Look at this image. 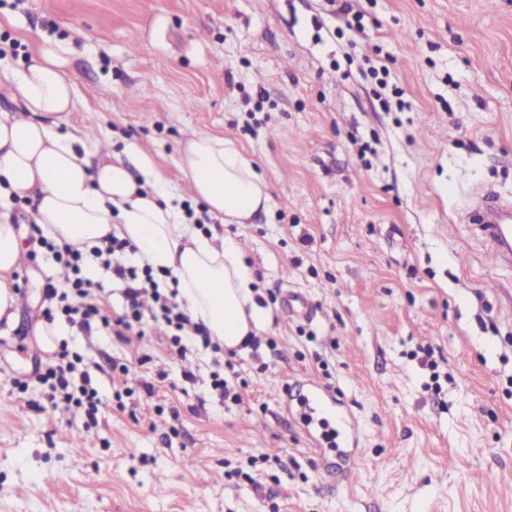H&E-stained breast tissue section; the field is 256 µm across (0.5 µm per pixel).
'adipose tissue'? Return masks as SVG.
<instances>
[{
    "label": "adipose tissue",
    "instance_id": "obj_1",
    "mask_svg": "<svg viewBox=\"0 0 512 512\" xmlns=\"http://www.w3.org/2000/svg\"><path fill=\"white\" fill-rule=\"evenodd\" d=\"M10 82L23 112L0 110V317L16 304L11 276L24 255L12 202L27 199L34 223L57 245L88 251L112 235L127 240L139 263L169 271V287L214 342L244 351L271 317L256 301L239 245L218 230L197 229L180 198L167 192L154 159L135 145L91 153L88 135L60 131L62 114L73 111L78 98L63 48L38 46ZM131 154L139 157L135 175L125 162ZM178 165L206 214L220 223L247 224L269 207L267 183L230 140L202 132L185 137Z\"/></svg>",
    "mask_w": 512,
    "mask_h": 512
}]
</instances>
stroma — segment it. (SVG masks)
<instances>
[{
    "instance_id": "obj_1",
    "label": "stroma",
    "mask_w": 512,
    "mask_h": 512,
    "mask_svg": "<svg viewBox=\"0 0 512 512\" xmlns=\"http://www.w3.org/2000/svg\"><path fill=\"white\" fill-rule=\"evenodd\" d=\"M44 42L78 82L63 124L135 143L195 221L182 137L253 160L270 207L224 234L272 323L258 349L187 337L182 357L150 321L64 325L102 403L45 410L43 287L70 283L14 201L0 512H512V266L472 209L512 201V0H0L1 71ZM231 371L237 402L212 387ZM310 381L357 419L346 477L288 412Z\"/></svg>"
}]
</instances>
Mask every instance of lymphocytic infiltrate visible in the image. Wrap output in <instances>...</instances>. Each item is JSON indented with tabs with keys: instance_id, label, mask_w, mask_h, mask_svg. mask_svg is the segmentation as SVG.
<instances>
[{
	"instance_id": "obj_1",
	"label": "lymphocytic infiltrate",
	"mask_w": 512,
	"mask_h": 512,
	"mask_svg": "<svg viewBox=\"0 0 512 512\" xmlns=\"http://www.w3.org/2000/svg\"><path fill=\"white\" fill-rule=\"evenodd\" d=\"M129 248L126 240L112 236L107 238L103 246L92 249L94 258L104 266L110 267L113 274L121 282L125 298V307L121 315L109 318L101 307L91 302L90 290L93 286L91 279L83 276L82 265L84 257L81 252L70 247L55 248L54 253L58 260L63 261L66 268L73 274L72 296L58 295L54 286H47L46 297L53 300L52 308L46 309V320H54L56 316H63L73 325L83 331L99 328L115 331L116 335H123L132 331L135 325L143 319V297H150L161 313V319L171 332L170 344L175 347L178 354H185L186 348L182 338L186 333H193L196 341L203 348H211L212 339L207 329L199 323L191 322L189 317L175 303L169 301L162 294L157 284L152 268L136 269L124 266L122 257ZM83 358L80 354L66 350L60 351L53 360L45 364L39 377L48 383L50 391L46 396L51 408H58L59 404L75 405L85 409L87 416H94L98 410L101 399L95 389L88 385H78L74 382L73 374Z\"/></svg>"
}]
</instances>
